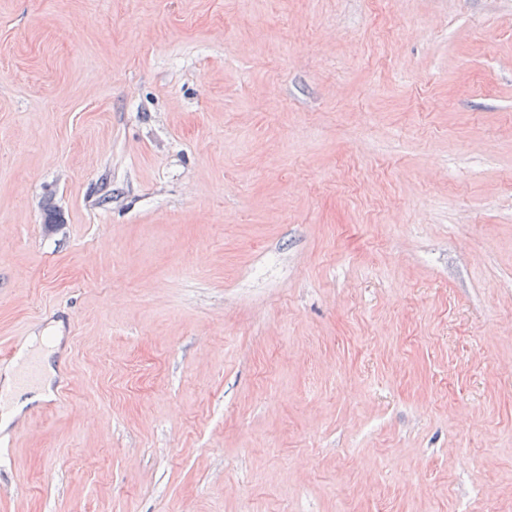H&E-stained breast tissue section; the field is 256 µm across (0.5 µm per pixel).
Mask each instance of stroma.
<instances>
[{
  "instance_id": "35a3bbf8",
  "label": "stroma",
  "mask_w": 512,
  "mask_h": 512,
  "mask_svg": "<svg viewBox=\"0 0 512 512\" xmlns=\"http://www.w3.org/2000/svg\"><path fill=\"white\" fill-rule=\"evenodd\" d=\"M0 512H512V0H0Z\"/></svg>"
}]
</instances>
